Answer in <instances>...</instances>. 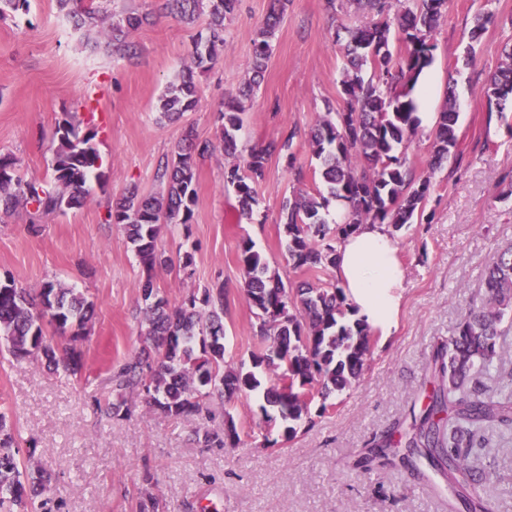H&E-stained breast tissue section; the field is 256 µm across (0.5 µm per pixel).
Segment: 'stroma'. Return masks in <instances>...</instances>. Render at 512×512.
I'll use <instances>...</instances> for the list:
<instances>
[{"label":"stroma","mask_w":512,"mask_h":512,"mask_svg":"<svg viewBox=\"0 0 512 512\" xmlns=\"http://www.w3.org/2000/svg\"><path fill=\"white\" fill-rule=\"evenodd\" d=\"M100 15L117 8L146 13L148 24L127 40L135 54L113 52L98 28L76 29L57 0H30L28 11L0 18V155L20 161L28 179L51 177L47 147L64 114L93 120L99 128L103 183L93 185L84 206L67 213L29 217L21 211L0 222V272L39 290L50 280L79 288L97 316L81 342L83 368L68 376L38 360L0 354V412L52 475V512H137L141 488L152 487L162 512H449L450 492H437L439 475L414 479L402 467L359 466L375 437L392 427L407 431L434 385L432 356L477 298L486 269L512 244V112H489L482 88L512 47V0H451L432 33L433 62L426 73L432 93L415 87L441 111L448 94L460 105L456 153L436 172L422 221L396 232L406 276L397 330L373 337L368 368L359 384L336 395L324 412L312 402L314 426L285 438L281 426L263 422L260 400L242 395L210 416L192 421L163 418L129 396L131 418H110L99 408L112 400L110 372L138 351V281L142 268L131 246L104 214L127 188L160 191L158 179L186 129L211 139L224 102L236 95L252 63L253 41L270 0H238L225 22L219 59L198 73L200 101L180 121L161 120L158 100L190 62L207 19L189 23L168 14L163 0H90ZM490 12L477 43L469 29ZM355 0H289L273 40L265 79L244 104L240 146L264 145L293 134V162L272 157L257 189L252 219L242 218L237 198L224 185V155L197 165L198 201L190 226H164L158 247L172 267L156 283L170 304L211 281L223 280L230 306L224 316L225 359L249 362L264 340L254 330L237 261L242 239H252L285 284L335 280L293 271L287 262L278 215L285 197L316 193L319 163L307 146L311 128L327 107L342 108V27L367 24ZM39 224L31 233L30 224ZM192 252L190 273L179 271ZM234 418L236 448L194 443L195 429L223 431ZM485 467L495 481L478 490L493 512H512V438L493 436Z\"/></svg>","instance_id":"stroma-1"}]
</instances>
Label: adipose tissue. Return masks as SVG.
I'll list each match as a JSON object with an SVG mask.
<instances>
[{"label":"adipose tissue","instance_id":"adipose-tissue-1","mask_svg":"<svg viewBox=\"0 0 512 512\" xmlns=\"http://www.w3.org/2000/svg\"><path fill=\"white\" fill-rule=\"evenodd\" d=\"M334 271L353 319L365 322L382 337L392 336L402 305L404 265L386 225H359L339 244Z\"/></svg>","mask_w":512,"mask_h":512}]
</instances>
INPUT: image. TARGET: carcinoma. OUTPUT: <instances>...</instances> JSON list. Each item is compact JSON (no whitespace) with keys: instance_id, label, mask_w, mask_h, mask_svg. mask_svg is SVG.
<instances>
[{"instance_id":"cac0c4a2","label":"carcinoma","mask_w":512,"mask_h":512,"mask_svg":"<svg viewBox=\"0 0 512 512\" xmlns=\"http://www.w3.org/2000/svg\"><path fill=\"white\" fill-rule=\"evenodd\" d=\"M59 8L78 26H95L98 15L84 0H57ZM288 0H270L263 27L253 44V66L243 93L260 87L272 55V38ZM371 16L365 27L343 28L346 64L340 82L344 107L326 112L311 129L308 148L319 161L324 191L295 193L281 206L280 224L286 238L288 265L295 271L317 272L335 266L336 247L358 224H385L399 230L423 216L432 188L431 177L417 176L402 148L418 134L412 91L419 75L433 59L431 33L447 10V0H407L404 10L391 16L389 0H356ZM170 13L192 20L208 12L207 36L196 41L190 65L180 80L159 99L161 117L181 118L199 102L194 70H206L224 45V21L236 0H167ZM148 15L127 14L110 19L102 32L112 36L117 50H126L129 31ZM405 44L403 54L392 51L393 40ZM373 75L365 76V69ZM489 111L503 113L512 103V50L484 86ZM244 106L237 97L225 101L215 139L201 140L188 129L171 151L160 173L163 191L124 193L104 216L118 225L142 265L139 280L141 346L134 358L111 373L115 400L105 415L128 417L127 396L136 394L166 418L191 420L209 411L214 401L230 403L242 394L262 392L263 417L280 419L288 437L312 424L309 406L315 397L327 401L357 381L370 353L367 327L349 319L344 289L337 282L302 281L285 285L270 269L250 239L239 245L243 290L267 343L251 353L252 369L235 368L225 360L224 309L228 293L222 282L189 292L177 305L160 295L156 271L172 266L159 250L161 226H188L197 203V159L219 150L224 153V182L234 189L240 214L253 216L258 204L256 186L265 178L269 159L293 160V137L274 139L238 151ZM458 107L447 98L439 113L431 143V168H439L457 145ZM98 131L80 132L74 116L58 122L51 153V183L28 180L19 173V160L0 155V218L21 210L34 215L81 208L91 193V177L101 178ZM342 202L347 214L340 224L330 218V206ZM95 312L83 292L48 281L38 293L19 285L13 276L0 275V342L17 361L37 359L48 369L77 375L82 368L78 343ZM512 329V246L500 251L484 276L475 304L461 316L448 343L433 356L437 387L429 404L404 439L388 431L370 449L365 463L398 459L415 479L424 477L422 464L438 471L456 490L467 512H487L483 500L469 489L493 482L484 467L485 432L496 429L512 436V386L496 389L485 379L498 372L508 349L504 337ZM67 335L58 342L54 335ZM288 385H283V378ZM205 446H237L241 442L233 418L224 437L195 430ZM17 439L0 413V512H27L32 501L49 490L50 476L40 467L20 470Z\"/></svg>"}]
</instances>
